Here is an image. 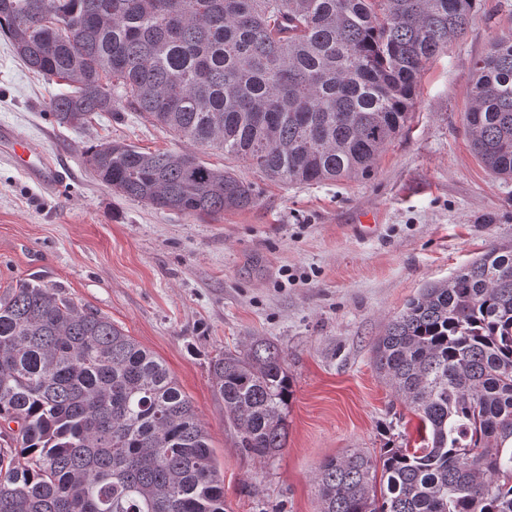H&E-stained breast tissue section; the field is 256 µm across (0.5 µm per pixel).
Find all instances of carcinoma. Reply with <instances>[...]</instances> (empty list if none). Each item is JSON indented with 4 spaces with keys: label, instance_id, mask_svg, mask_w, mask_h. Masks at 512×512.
I'll list each match as a JSON object with an SVG mask.
<instances>
[{
    "label": "carcinoma",
    "instance_id": "obj_1",
    "mask_svg": "<svg viewBox=\"0 0 512 512\" xmlns=\"http://www.w3.org/2000/svg\"><path fill=\"white\" fill-rule=\"evenodd\" d=\"M476 0H0V34L70 90L55 122L120 100L191 146L272 181L368 175L402 134L424 64ZM465 135L512 179V35L475 63ZM98 180L157 210L253 206V184L189 152L84 150ZM417 439L318 468L319 512H512V248L427 284L373 343ZM209 372L237 447L286 446V356L264 338ZM0 512H226L205 425L166 365L108 318L34 279L0 293Z\"/></svg>",
    "mask_w": 512,
    "mask_h": 512
}]
</instances>
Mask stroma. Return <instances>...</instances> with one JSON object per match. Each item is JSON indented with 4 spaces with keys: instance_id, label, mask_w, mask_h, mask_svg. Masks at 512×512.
I'll list each match as a JSON object with an SVG mask.
<instances>
[{
    "instance_id": "stroma-1",
    "label": "stroma",
    "mask_w": 512,
    "mask_h": 512,
    "mask_svg": "<svg viewBox=\"0 0 512 512\" xmlns=\"http://www.w3.org/2000/svg\"><path fill=\"white\" fill-rule=\"evenodd\" d=\"M510 32L512 0H478L465 34L426 63L408 127L369 176L271 181L196 147L258 191L250 208L202 217L115 194L82 153L107 140L145 151L184 142L121 105L84 127L58 126L49 102L60 85L29 71L0 36V123L65 175L40 187L0 139V291L37 278L160 357L206 426L227 512H319L323 460L417 437V417L372 366L374 338L425 284L512 247V179L487 171L463 128L473 64ZM366 215L370 235L358 230ZM253 336L284 351L293 390L287 444L265 461L237 448L209 373L213 356Z\"/></svg>"
}]
</instances>
